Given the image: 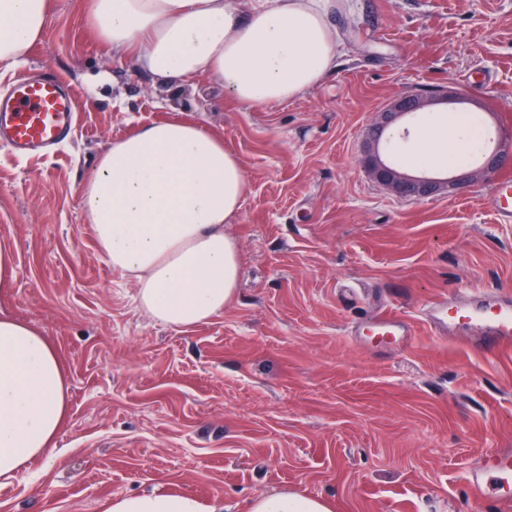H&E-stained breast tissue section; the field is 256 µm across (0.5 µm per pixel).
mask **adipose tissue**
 I'll use <instances>...</instances> for the list:
<instances>
[{
	"instance_id": "adipose-tissue-1",
	"label": "adipose tissue",
	"mask_w": 512,
	"mask_h": 512,
	"mask_svg": "<svg viewBox=\"0 0 512 512\" xmlns=\"http://www.w3.org/2000/svg\"><path fill=\"white\" fill-rule=\"evenodd\" d=\"M336 0H87L89 25L113 53L132 56L162 86L210 78L243 104L295 99L333 68ZM48 0H0V64L12 67L42 39ZM464 115L423 128L421 163L472 156ZM248 190L224 142L186 121L152 122L113 140L85 182L81 203L98 248L130 277L153 319L184 331L236 296L239 249L225 224ZM67 377L55 346L33 326L0 315V483L53 454L67 414ZM106 512H205L178 493L112 498ZM246 512H331L319 497L283 487Z\"/></svg>"
}]
</instances>
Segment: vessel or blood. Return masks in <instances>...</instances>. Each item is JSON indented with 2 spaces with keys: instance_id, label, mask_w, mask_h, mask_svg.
Instances as JSON below:
<instances>
[{
  "instance_id": "obj_1",
  "label": "vessel or blood",
  "mask_w": 512,
  "mask_h": 512,
  "mask_svg": "<svg viewBox=\"0 0 512 512\" xmlns=\"http://www.w3.org/2000/svg\"><path fill=\"white\" fill-rule=\"evenodd\" d=\"M79 103L68 86L48 76H33L0 94V140L20 154L52 151L72 130ZM491 206L503 224L512 223V177L493 183ZM425 322L441 335L475 329L476 346L490 351L512 350V296L491 290L429 303ZM376 334L409 342L416 334L408 318L382 311L371 317ZM466 485L477 503L491 512H512V448H492L471 461Z\"/></svg>"
}]
</instances>
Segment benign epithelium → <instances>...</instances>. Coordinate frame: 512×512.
<instances>
[{
  "label": "benign epithelium",
  "instance_id": "obj_1",
  "mask_svg": "<svg viewBox=\"0 0 512 512\" xmlns=\"http://www.w3.org/2000/svg\"><path fill=\"white\" fill-rule=\"evenodd\" d=\"M463 95L447 90H434L428 94L403 96L396 99L385 114V123L374 128L372 132L373 149L362 160L370 175L387 190L400 197L425 198L439 193L445 188H463L477 183L481 178L496 169L503 157L501 149L503 136L496 133L493 145L484 154L481 161L471 172L455 176L452 180H442L432 176H407L397 170L391 162L382 158L380 143L385 128L401 117H412L421 111L431 100L456 101Z\"/></svg>",
  "mask_w": 512,
  "mask_h": 512
}]
</instances>
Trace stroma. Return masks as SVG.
Returning a JSON list of instances; mask_svg holds the SVG:
<instances>
[{"mask_svg": "<svg viewBox=\"0 0 512 512\" xmlns=\"http://www.w3.org/2000/svg\"><path fill=\"white\" fill-rule=\"evenodd\" d=\"M44 38L0 91L50 72L74 91L71 136L50 156L0 144V245L15 256L0 314L37 328L69 380L54 455L0 484V512H104L112 497L176 491L221 512L286 486L333 512H476L464 473L512 447V351L482 354L420 321L429 301L512 293V223L491 180L397 196L359 160L397 98L449 88L500 129L512 157V0H341L332 71L254 108L207 80L153 84L97 41L85 0H49ZM203 125L249 184L225 230L240 281L223 312L185 331L152 321L101 256L84 182L134 127ZM387 308L417 321L406 344L356 322Z\"/></svg>", "mask_w": 512, "mask_h": 512, "instance_id": "35a3bbf8", "label": "stroma"}]
</instances>
